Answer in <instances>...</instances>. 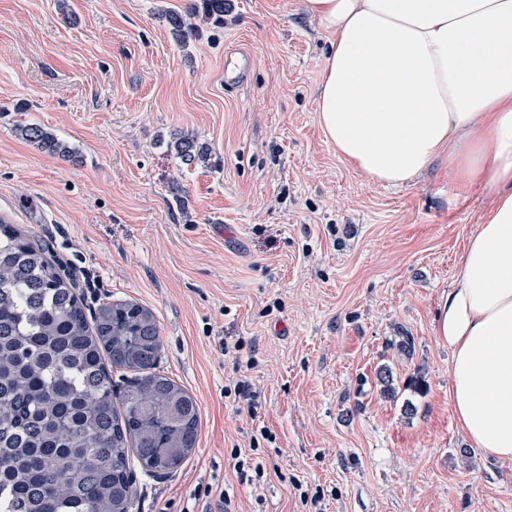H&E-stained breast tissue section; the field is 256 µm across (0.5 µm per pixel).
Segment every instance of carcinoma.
Wrapping results in <instances>:
<instances>
[{
  "label": "carcinoma",
  "mask_w": 512,
  "mask_h": 512,
  "mask_svg": "<svg viewBox=\"0 0 512 512\" xmlns=\"http://www.w3.org/2000/svg\"><path fill=\"white\" fill-rule=\"evenodd\" d=\"M201 8L224 20V0ZM15 133L73 154L41 126ZM175 150L187 164L208 155L192 135ZM161 347L152 309L114 300L86 314L73 279L0 219V512H131L130 458L153 477L187 460L200 409L158 370ZM116 368L131 376L113 381Z\"/></svg>",
  "instance_id": "obj_1"
}]
</instances>
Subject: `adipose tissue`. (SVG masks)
I'll return each instance as SVG.
<instances>
[{
  "label": "adipose tissue",
  "instance_id": "obj_1",
  "mask_svg": "<svg viewBox=\"0 0 512 512\" xmlns=\"http://www.w3.org/2000/svg\"><path fill=\"white\" fill-rule=\"evenodd\" d=\"M335 35L316 110L337 155L389 187L448 161L495 197L443 296L449 399L512 461V0H306Z\"/></svg>",
  "mask_w": 512,
  "mask_h": 512
}]
</instances>
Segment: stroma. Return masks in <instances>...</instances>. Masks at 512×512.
Here are the masks:
<instances>
[{
	"instance_id": "obj_1",
	"label": "stroma",
	"mask_w": 512,
	"mask_h": 512,
	"mask_svg": "<svg viewBox=\"0 0 512 512\" xmlns=\"http://www.w3.org/2000/svg\"><path fill=\"white\" fill-rule=\"evenodd\" d=\"M196 2L0 0V218L74 278L87 311L153 309L159 368L200 406L176 473L135 470L133 512H203L208 486L244 512H512V461L458 426L435 333L492 193L444 162L394 188L337 156L316 112L332 36L305 0H232L222 26L178 41L169 18ZM235 48L254 60L238 87L221 74ZM20 123L73 157L19 138ZM186 134L205 163L176 156ZM246 363L253 416L227 390ZM415 376L423 393L405 388ZM262 428L273 470L255 497L230 450ZM15 133L20 138L35 145L40 150L62 158H70L72 151L65 143L59 141L53 134L43 127L34 124H18Z\"/></svg>"
}]
</instances>
